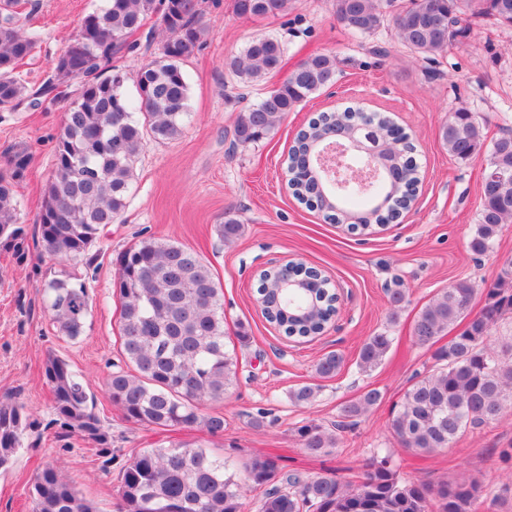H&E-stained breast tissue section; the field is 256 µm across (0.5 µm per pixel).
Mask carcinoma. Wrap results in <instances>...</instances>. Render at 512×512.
<instances>
[{
	"label": "carcinoma",
	"instance_id": "cac0c4a2",
	"mask_svg": "<svg viewBox=\"0 0 512 512\" xmlns=\"http://www.w3.org/2000/svg\"><path fill=\"white\" fill-rule=\"evenodd\" d=\"M292 0H235L241 18L278 17ZM336 16L352 34L370 36L392 23L398 40L417 59L434 61L469 28L460 12L474 19L491 18L512 27V0H335ZM159 16L165 36L161 55L137 74V100L125 92L126 77L109 65L127 38L144 20ZM85 41L66 47L57 57L54 75L44 92L53 99L67 96L74 79L82 82L70 102L54 147L52 177L38 216L39 257L58 261L60 269L38 283L46 311L58 332L80 338L89 315L88 278L79 269L95 267L92 252L102 229L126 207L134 163L147 138L174 140L190 113L189 87L182 61L199 51L206 34L199 0H104L99 10L80 23ZM36 37L19 28L11 14L0 22V112H16L29 98L17 64L31 55ZM286 47L279 39L258 36L228 63L238 84L248 87L281 69ZM336 81V57L320 53L299 63L276 87L240 111L233 145L246 148L275 134L288 113ZM355 121L368 126L401 154L406 179L381 184L370 193L354 182L340 191L338 210L346 217L372 215L384 224L394 218L402 200L415 195L419 170L411 156L410 135L389 117L342 112L301 130L288 154L290 180L297 181L296 156L332 123ZM448 154L460 162L479 156L512 172V131L486 143L475 115L460 109L439 130ZM31 157L11 156L10 169L0 174V248L26 257L28 232L20 223L14 183ZM512 223V178L482 181L480 209L469 241L475 255L491 252L502 225ZM243 225L233 218L216 225L226 245L239 239ZM115 291L121 300L120 348L124 365L108 373L107 393L126 421L168 431L224 434V415L203 413L207 403L224 401L237 379V357L224 342V303L211 264L197 251L175 242L146 236L117 257ZM275 277L260 280L258 294L266 319L287 336L316 335L328 323L330 295H307L309 315L297 318L274 299ZM484 294L483 307L469 311L472 298ZM512 317V258L503 262L493 285L480 289L459 279L440 291L415 315L414 343L431 350L432 369L414 376L393 408L387 423L394 443L423 457L450 447L465 432L499 419L512 405V335L499 345L489 343L493 327ZM448 337V343L438 342ZM392 337L376 333L365 339L358 366L367 371L381 364ZM343 356L330 351L315 365L320 379L335 377ZM45 379L52 392V423L62 436L92 445L103 465L112 462L109 428L95 413L86 382L65 359L48 356ZM319 385H302L290 393L298 404L312 402ZM376 388L344 403L334 429L308 423L297 429L303 448L318 455L336 447V431L353 426L379 405ZM37 422L25 405L11 396L0 399V470L7 469ZM31 512H98L63 474L48 463L31 479ZM259 489L257 512H476L501 493L480 473L427 481L400 476L393 451L380 448L357 484L336 475L308 477L284 471L279 457L257 455L238 464L213 454L199 441L170 440L168 445L132 453L120 471L118 512H245L247 493Z\"/></svg>",
	"mask_w": 512,
	"mask_h": 512
}]
</instances>
